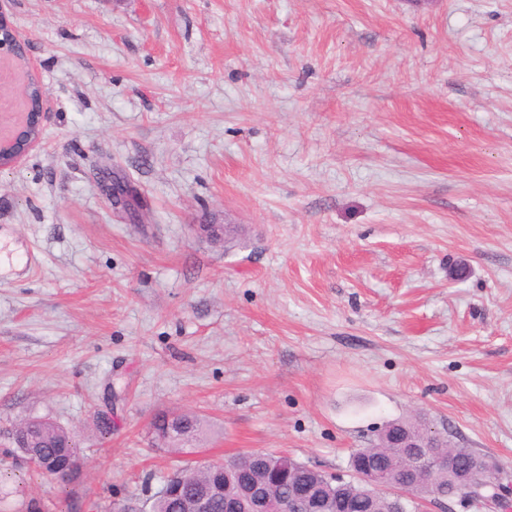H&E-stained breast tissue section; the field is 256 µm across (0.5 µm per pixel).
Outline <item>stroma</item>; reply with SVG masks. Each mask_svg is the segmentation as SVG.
Here are the masks:
<instances>
[{
    "mask_svg": "<svg viewBox=\"0 0 512 512\" xmlns=\"http://www.w3.org/2000/svg\"><path fill=\"white\" fill-rule=\"evenodd\" d=\"M0 11L46 96L41 144L0 171V512L148 502L192 463L152 424L187 412L200 455L346 479L422 413L512 481V0ZM32 417L76 433V483L17 463ZM103 184H108L110 187L108 195L105 196L107 198L110 195L114 208L122 210L129 221H131V215L138 216L132 200L131 187L125 181L114 178L105 181Z\"/></svg>",
    "mask_w": 512,
    "mask_h": 512,
    "instance_id": "35a3bbf8",
    "label": "stroma"
}]
</instances>
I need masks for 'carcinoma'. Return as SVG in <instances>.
I'll return each instance as SVG.
<instances>
[{"mask_svg": "<svg viewBox=\"0 0 512 512\" xmlns=\"http://www.w3.org/2000/svg\"><path fill=\"white\" fill-rule=\"evenodd\" d=\"M179 429L166 434V418H159L153 425L154 444L174 450H192L203 440L205 425L193 413L177 415ZM423 427L418 420H394L386 424L376 440L367 448H356L349 455L348 467L356 475L352 481L333 479L323 471L289 456L275 452H260V460L246 468L240 465V457L224 460V470L206 472L186 468L174 472L165 483L173 487V493L158 492L149 509L127 506L122 512H182V499L197 495L220 481L224 494L213 498L209 512H224V499L243 496L246 486L264 490L274 503L282 504L278 512H294L291 501L303 494L319 496L326 504L327 512H422L424 502L445 499L458 488L448 485V475L434 465H428L416 474L427 491L421 492L407 486V458L415 449L394 448L391 429L414 432ZM24 446L29 448L34 469L41 475L61 484H68L81 474L82 455L75 436L59 424L40 417L30 418L19 425ZM424 452L437 456H452L459 468L467 471L476 458L487 459L470 448L448 442L442 435L434 440V447ZM370 471L382 473L385 488L377 490L361 478Z\"/></svg>", "mask_w": 512, "mask_h": 512, "instance_id": "carcinoma-1", "label": "carcinoma"}]
</instances>
